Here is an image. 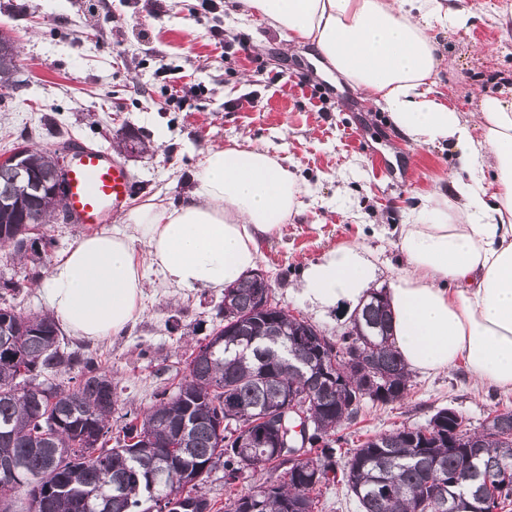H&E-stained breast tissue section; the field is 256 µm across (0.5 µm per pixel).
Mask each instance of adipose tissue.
<instances>
[{
	"instance_id": "1",
	"label": "adipose tissue",
	"mask_w": 512,
	"mask_h": 512,
	"mask_svg": "<svg viewBox=\"0 0 512 512\" xmlns=\"http://www.w3.org/2000/svg\"><path fill=\"white\" fill-rule=\"evenodd\" d=\"M236 8L314 46L412 142L460 148L466 178L425 197L400 228L405 265L386 292L393 334L409 371L461 364L474 384L512 392V102L484 97L470 120L432 95L443 56L430 24L464 20V0H237ZM193 180L180 202H141L122 229L84 236L54 260L40 288L72 335L98 342L124 334L151 270L175 288L238 283L257 269L260 241L302 208L287 159L246 142L207 149ZM377 271L364 248H333L307 264L298 293L323 309L353 310Z\"/></svg>"
}]
</instances>
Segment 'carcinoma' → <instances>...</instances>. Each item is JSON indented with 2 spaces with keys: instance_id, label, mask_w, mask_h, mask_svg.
I'll return each mask as SVG.
<instances>
[{
  "instance_id": "carcinoma-1",
  "label": "carcinoma",
  "mask_w": 512,
  "mask_h": 512,
  "mask_svg": "<svg viewBox=\"0 0 512 512\" xmlns=\"http://www.w3.org/2000/svg\"><path fill=\"white\" fill-rule=\"evenodd\" d=\"M17 52L14 42L0 37V88H14ZM54 148L29 153L45 183L55 180L53 154L65 151L70 140L49 128ZM15 171L0 167V202L14 197ZM64 208L63 199L43 193L22 200L20 207L0 206V249L10 260L43 264L47 244L26 236L28 225L47 224ZM256 288L246 278L224 289V299L239 313L254 308ZM356 320L366 335L342 337V348L358 346L363 363L348 370L337 365L336 383L327 384L314 372L317 357L301 356L308 366L298 372L289 363L286 347L300 328L297 318L282 310L250 323L247 334L231 335L220 325V338L210 352L188 362V375L178 389L161 393L148 410L127 411L123 438L137 440L126 447L121 439L107 448L104 437L117 412L116 386L101 371L97 359L59 345L60 330L47 313L25 314L0 306V327L10 333L4 359L0 350V458L24 460L27 471L18 480L0 476V512H15L25 495V512H86L98 503L93 492L111 482L120 494L110 499V512H185L181 497L199 494L210 474L224 468L228 493L225 512H315L316 494L340 484L352 494L360 512H456L467 500L481 512L512 504V410L497 416L496 438H469L467 446L437 444L438 433L426 426L398 429L354 449L346 462L336 460L341 426L359 417L366 402L388 405L402 400L410 374L391 340V316L385 304L369 301ZM75 369L79 382L65 389L37 378ZM374 382V394L353 401L356 392ZM309 398L307 410L320 419L321 444L308 448L311 457L297 474L279 481L259 480L264 471H277V449L236 448L224 443L217 428L230 417L235 430L260 427L263 411L278 407L286 391ZM187 419V437L173 425ZM180 449L164 476V486L151 487L146 460ZM251 482V492L235 493L239 482Z\"/></svg>"
}]
</instances>
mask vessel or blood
Instances as JSON below:
<instances>
[{
    "instance_id": "b4317fda",
    "label": "vessel or blood",
    "mask_w": 512,
    "mask_h": 512,
    "mask_svg": "<svg viewBox=\"0 0 512 512\" xmlns=\"http://www.w3.org/2000/svg\"><path fill=\"white\" fill-rule=\"evenodd\" d=\"M65 172L67 206L73 223L91 228L108 223L125 207L133 189L127 168L102 148L72 141Z\"/></svg>"
}]
</instances>
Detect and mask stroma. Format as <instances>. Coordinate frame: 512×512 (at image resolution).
<instances>
[{"label": "stroma", "mask_w": 512, "mask_h": 512, "mask_svg": "<svg viewBox=\"0 0 512 512\" xmlns=\"http://www.w3.org/2000/svg\"><path fill=\"white\" fill-rule=\"evenodd\" d=\"M0 0V30L20 54L16 86L0 90V155L47 149L53 119L66 136L107 149L133 177L130 205L177 202L193 187L203 152L251 142L287 158L306 193L300 214L260 244V269L277 301L338 339L347 325L296 294L306 265L329 249L371 252L387 287L404 264L399 231L422 197L448 188L462 171L445 142L405 141L387 112L312 62L311 46L291 43L258 17L241 19L226 0ZM463 25H433L444 62L435 96L472 117L488 95L512 101V0H467ZM248 50H240L239 39ZM143 150L124 153L125 140ZM47 267L0 256V304L43 313ZM220 290L150 282L125 334L89 342L61 331L62 347L92 354L117 384L120 411L149 408L174 392L197 342L218 325ZM404 400L365 406L344 430L345 449L454 408L470 427L511 409L512 394L475 387L463 366L415 373Z\"/></svg>", "instance_id": "35a3bbf8"}]
</instances>
